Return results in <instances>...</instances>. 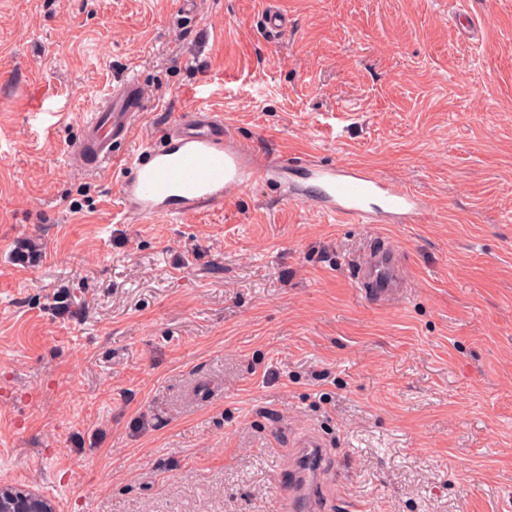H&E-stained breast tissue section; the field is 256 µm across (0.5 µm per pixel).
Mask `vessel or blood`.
<instances>
[{"label": "vessel or blood", "mask_w": 512, "mask_h": 512, "mask_svg": "<svg viewBox=\"0 0 512 512\" xmlns=\"http://www.w3.org/2000/svg\"><path fill=\"white\" fill-rule=\"evenodd\" d=\"M147 106L140 84L117 81L110 94L82 123L77 157L100 166L128 146ZM119 181L122 203L131 214H186L223 204L232 192L269 176L277 165L259 157L224 131L216 113L178 114L156 140L142 144L124 164ZM303 182H284L283 196L305 200L339 220L366 224H412L429 203L400 183L354 165L305 161ZM356 288L374 305H390L405 293V267L398 248L377 240L352 262ZM279 479V512H326L325 442L310 432L296 439Z\"/></svg>", "instance_id": "obj_1"}]
</instances>
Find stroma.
<instances>
[{
    "label": "stroma",
    "instance_id": "stroma-1",
    "mask_svg": "<svg viewBox=\"0 0 512 512\" xmlns=\"http://www.w3.org/2000/svg\"><path fill=\"white\" fill-rule=\"evenodd\" d=\"M124 77L134 146L210 109L431 207L342 224L280 198L287 168L125 216L73 151ZM376 237L407 269L388 307L351 269ZM310 430L332 512H512V0H0V479L58 512H277Z\"/></svg>",
    "mask_w": 512,
    "mask_h": 512
}]
</instances>
